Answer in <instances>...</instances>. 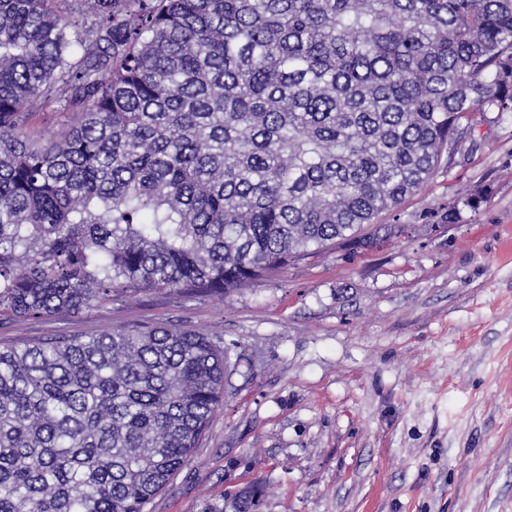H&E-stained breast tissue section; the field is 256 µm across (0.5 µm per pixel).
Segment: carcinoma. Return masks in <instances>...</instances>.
Wrapping results in <instances>:
<instances>
[{"mask_svg": "<svg viewBox=\"0 0 512 512\" xmlns=\"http://www.w3.org/2000/svg\"><path fill=\"white\" fill-rule=\"evenodd\" d=\"M63 2L0 0V319L224 294L369 247L365 225L512 112V0ZM38 109L69 117L60 136L31 133ZM225 367L175 326L0 348V512H145Z\"/></svg>", "mask_w": 512, "mask_h": 512, "instance_id": "carcinoma-1", "label": "carcinoma"}]
</instances>
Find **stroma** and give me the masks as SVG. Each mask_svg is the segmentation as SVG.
Instances as JSON below:
<instances>
[{"label":"stroma","mask_w":512,"mask_h":512,"mask_svg":"<svg viewBox=\"0 0 512 512\" xmlns=\"http://www.w3.org/2000/svg\"><path fill=\"white\" fill-rule=\"evenodd\" d=\"M485 190L434 228L422 211ZM385 223L230 293H142L0 322V347L166 324L219 339L224 401L146 512H202L255 480L262 512H512V112Z\"/></svg>","instance_id":"35a3bbf8"}]
</instances>
